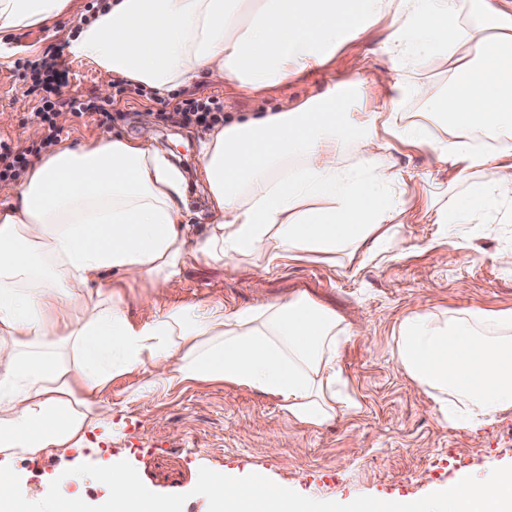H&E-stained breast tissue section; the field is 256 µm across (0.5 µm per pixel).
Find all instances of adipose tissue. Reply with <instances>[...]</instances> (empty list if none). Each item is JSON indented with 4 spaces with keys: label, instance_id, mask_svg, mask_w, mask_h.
<instances>
[{
    "label": "adipose tissue",
    "instance_id": "ef3b65f1",
    "mask_svg": "<svg viewBox=\"0 0 512 512\" xmlns=\"http://www.w3.org/2000/svg\"><path fill=\"white\" fill-rule=\"evenodd\" d=\"M74 0H0V64L14 36L48 26ZM388 21L392 95L368 111L357 77L327 95L215 127L199 146L203 235L184 221V178L162 153L115 137L65 141L21 181L0 184V452L76 448L118 376L159 386L224 382L275 399L316 429L353 408L338 356L350 329L304 294L236 309L210 299L135 319L105 273L165 287L188 260L219 264L323 255L374 259L395 246L403 181L388 151L426 146L451 163L461 197L428 189L431 221L463 248L475 215L512 187V5L492 0H108L66 53L160 95L231 82L259 94L325 66ZM448 85L421 80L438 63ZM420 113L407 111L411 98ZM493 140L475 145L472 131ZM394 355L446 422L479 426L512 410V310L416 312Z\"/></svg>",
    "mask_w": 512,
    "mask_h": 512
}]
</instances>
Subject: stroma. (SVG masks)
<instances>
[{
	"label": "stroma",
	"mask_w": 512,
	"mask_h": 512,
	"mask_svg": "<svg viewBox=\"0 0 512 512\" xmlns=\"http://www.w3.org/2000/svg\"><path fill=\"white\" fill-rule=\"evenodd\" d=\"M88 0L59 16L51 30L27 29L25 46L14 63L0 64V138L26 146L41 134L28 122L39 98L30 93L19 66L29 48L52 54L80 26ZM386 24L375 25L339 49L325 66L256 98L243 96L232 83L200 82L180 98L215 97L227 113L277 109L309 93H323L340 81L372 77L392 69L382 43ZM72 97L101 101L112 77L94 66L68 60ZM125 118L104 129L89 118L70 116L62 139L75 143L119 135L170 151L187 173L186 202L195 233L206 229L205 195L195 174L205 128L177 119H157L159 106L147 97L120 101ZM402 169L404 214L398 226L401 247L358 267L341 268L310 258L269 268L263 262L229 261L208 265L188 260L179 281L156 289L141 281L125 286L129 299L147 296L157 307L194 304L210 298L225 307L258 304L304 293L336 312L354 334L342 346L339 364L355 397L356 409L312 431L290 422L265 395L224 384L182 383L129 400L134 379H113L103 395L106 421L88 433L84 447L37 456L0 455L20 477L29 500H38L57 472L83 463L107 466L130 462L142 482L162 494H187L183 512H208V501L194 494L200 468L242 477L258 473L277 484L323 501L351 502L369 495L385 501H414L462 475L484 477L512 465V411L483 426L446 423L438 404L401 368L394 357L397 324L416 311L462 308L512 309V269L501 254L512 251V220L472 238L465 254L447 244L445 225L428 221L430 181L447 183L449 195L462 193L454 170L438 163L431 150L398 146L392 152Z\"/></svg>",
	"instance_id": "1"
}]
</instances>
